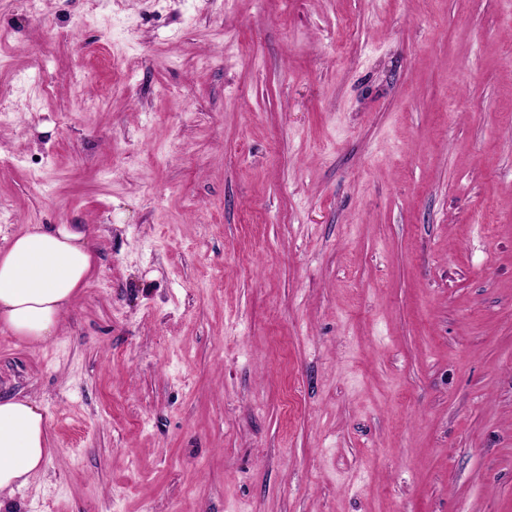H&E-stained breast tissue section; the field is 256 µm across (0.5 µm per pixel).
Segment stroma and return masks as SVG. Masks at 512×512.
Wrapping results in <instances>:
<instances>
[{
	"label": "stroma",
	"instance_id": "35a3bbf8",
	"mask_svg": "<svg viewBox=\"0 0 512 512\" xmlns=\"http://www.w3.org/2000/svg\"><path fill=\"white\" fill-rule=\"evenodd\" d=\"M0 99L96 256L23 512H512L507 0H0Z\"/></svg>",
	"mask_w": 512,
	"mask_h": 512
}]
</instances>
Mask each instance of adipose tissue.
<instances>
[{"label": "adipose tissue", "instance_id": "1", "mask_svg": "<svg viewBox=\"0 0 512 512\" xmlns=\"http://www.w3.org/2000/svg\"><path fill=\"white\" fill-rule=\"evenodd\" d=\"M94 265L81 224H35L0 251V325L15 336L52 339ZM47 419L30 398L0 396V512H17L16 494L48 456Z\"/></svg>", "mask_w": 512, "mask_h": 512}]
</instances>
